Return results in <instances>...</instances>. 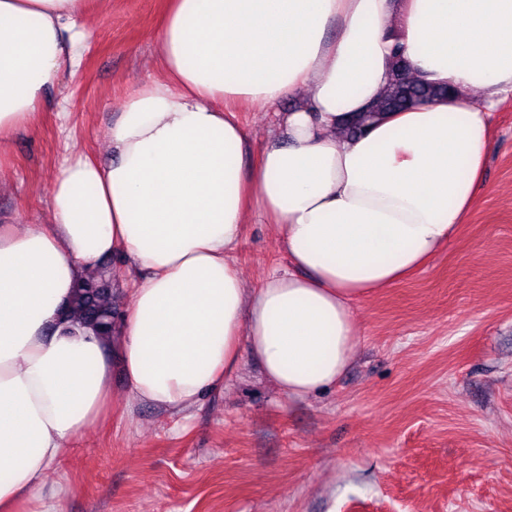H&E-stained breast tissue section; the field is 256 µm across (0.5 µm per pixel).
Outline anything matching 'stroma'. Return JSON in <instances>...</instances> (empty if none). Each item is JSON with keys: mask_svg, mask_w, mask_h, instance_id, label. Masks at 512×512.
Instances as JSON below:
<instances>
[{"mask_svg": "<svg viewBox=\"0 0 512 512\" xmlns=\"http://www.w3.org/2000/svg\"><path fill=\"white\" fill-rule=\"evenodd\" d=\"M166 0H107L0 167V225L48 218L69 154L106 163V132L158 74ZM486 189L467 224L407 280L356 305L360 343L331 388L291 400L243 356L189 419L127 410L74 443L49 484L59 512H512V102L492 112ZM274 229L244 228L248 287L286 267Z\"/></svg>", "mask_w": 512, "mask_h": 512, "instance_id": "stroma-1", "label": "stroma"}]
</instances>
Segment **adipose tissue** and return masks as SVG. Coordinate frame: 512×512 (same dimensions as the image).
<instances>
[{
	"label": "adipose tissue",
	"mask_w": 512,
	"mask_h": 512,
	"mask_svg": "<svg viewBox=\"0 0 512 512\" xmlns=\"http://www.w3.org/2000/svg\"><path fill=\"white\" fill-rule=\"evenodd\" d=\"M92 0H0V156L79 59ZM452 97L346 131L385 93L393 53ZM141 80L106 132L112 160L61 163L50 220L0 225V512L42 499L74 439L128 405L174 415L243 353L285 396L321 392L359 345L354 305L424 266L485 189L490 115L512 98V0H170ZM287 98L298 109L278 112ZM277 111L255 147L240 106ZM273 225L288 267L246 289L236 251ZM145 271L118 337L68 318L107 257Z\"/></svg>",
	"instance_id": "adipose-tissue-1"
}]
</instances>
